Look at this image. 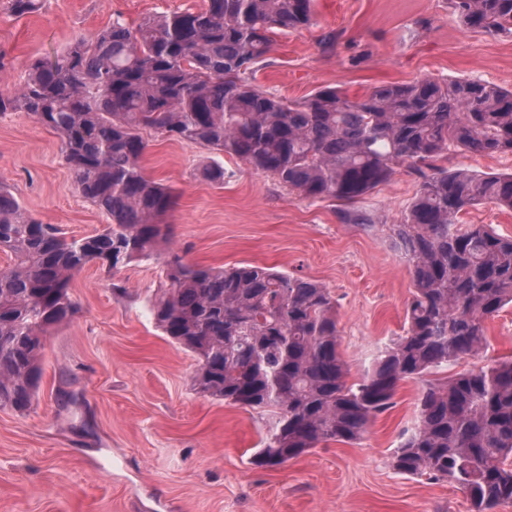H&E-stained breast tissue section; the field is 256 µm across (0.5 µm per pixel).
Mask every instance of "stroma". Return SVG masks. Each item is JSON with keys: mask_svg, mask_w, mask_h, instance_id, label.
Segmentation results:
<instances>
[{"mask_svg": "<svg viewBox=\"0 0 512 512\" xmlns=\"http://www.w3.org/2000/svg\"><path fill=\"white\" fill-rule=\"evenodd\" d=\"M202 0H43L13 15L0 0V91L20 88L28 63L122 17L199 9ZM314 22L277 35L255 82L300 100L322 87L359 98L383 83L480 78L512 90V39L467 29L451 0H314ZM334 34L332 47L322 40ZM141 165L177 196L173 239L114 271L86 265L71 282L77 311L46 338L31 411L0 410V512H469L445 483L396 473L390 458L413 425L419 382L354 444H320L275 468L253 463L276 411L245 409L194 390L192 353L156 328L149 302L184 263L265 266L314 280L336 301L349 382H358L405 324L413 290L393 227L418 178L392 180L353 203L369 226L341 220L342 205L310 200L230 155L144 131ZM218 163L224 182L198 177ZM0 182L66 236L101 230L107 216L78 192L58 134L21 112L0 115ZM488 348L432 371L512 357V306L485 323Z\"/></svg>", "mask_w": 512, "mask_h": 512, "instance_id": "35a3bbf8", "label": "stroma"}]
</instances>
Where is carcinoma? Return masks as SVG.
Masks as SVG:
<instances>
[{
  "instance_id": "carcinoma-1",
  "label": "carcinoma",
  "mask_w": 512,
  "mask_h": 512,
  "mask_svg": "<svg viewBox=\"0 0 512 512\" xmlns=\"http://www.w3.org/2000/svg\"><path fill=\"white\" fill-rule=\"evenodd\" d=\"M21 17L40 0H10ZM468 29L512 37V0H453ZM313 0H204L197 11L116 17L54 58H36L0 113L56 131L80 194L109 218L79 239L27 213L0 182V409L36 399L46 336L71 320L73 275L112 270L169 243L170 190L150 179L141 131L234 156L311 199L352 203L405 165L419 179L393 233L414 291L404 335L358 383L339 351L336 301L323 285L269 268L169 263L150 301L156 328L197 359L198 392L277 419L254 463L276 467L327 441L354 443L392 405L398 384L423 382L415 424L391 466L446 482L471 512L512 503V359L458 372L433 368L485 349V322L512 304V236L459 224L468 206L512 210V173L443 165L456 149L512 154V90L481 79L423 78L352 100L334 87L290 101L253 84L274 36L313 24Z\"/></svg>"
}]
</instances>
